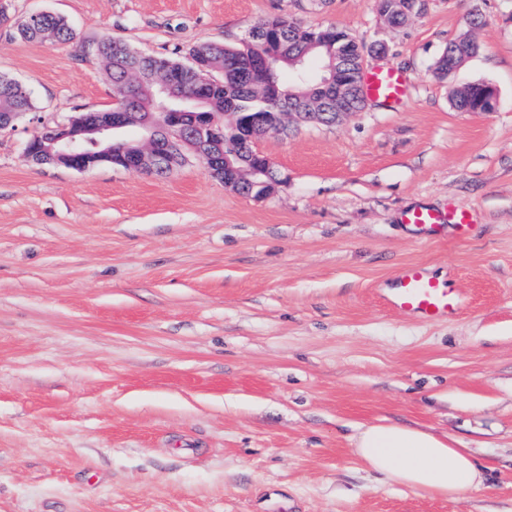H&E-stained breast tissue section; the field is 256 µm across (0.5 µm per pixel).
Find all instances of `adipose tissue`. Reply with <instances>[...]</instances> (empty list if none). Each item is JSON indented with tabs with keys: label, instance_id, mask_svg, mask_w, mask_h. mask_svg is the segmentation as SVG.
<instances>
[{
	"label": "adipose tissue",
	"instance_id": "adipose-tissue-1",
	"mask_svg": "<svg viewBox=\"0 0 512 512\" xmlns=\"http://www.w3.org/2000/svg\"><path fill=\"white\" fill-rule=\"evenodd\" d=\"M354 453L387 482L458 498L483 482L481 468L448 437L398 424L359 426L351 438Z\"/></svg>",
	"mask_w": 512,
	"mask_h": 512
}]
</instances>
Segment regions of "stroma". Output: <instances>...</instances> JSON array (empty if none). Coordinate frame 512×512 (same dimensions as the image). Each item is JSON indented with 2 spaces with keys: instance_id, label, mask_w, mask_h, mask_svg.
<instances>
[{
  "instance_id": "1",
  "label": "stroma",
  "mask_w": 512,
  "mask_h": 512,
  "mask_svg": "<svg viewBox=\"0 0 512 512\" xmlns=\"http://www.w3.org/2000/svg\"><path fill=\"white\" fill-rule=\"evenodd\" d=\"M67 42L9 38L31 111L0 133V512H512V0H9ZM288 14L365 44L404 99L261 140L279 184L240 195L197 160L162 176L36 165L45 126L110 108L107 36L189 63ZM475 53L433 73L448 41ZM489 112H461L471 83ZM462 205L473 225L408 210ZM445 272L462 309L427 322L380 292ZM394 423L482 466L450 499L372 474L349 438ZM404 219L407 224L417 227L436 228L442 224H453L461 232L470 228L473 222L471 210L458 205H449L445 211L413 209L406 213Z\"/></svg>"
}]
</instances>
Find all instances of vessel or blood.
Listing matches in <instances>:
<instances>
[{
	"label": "vessel or blood",
	"mask_w": 512,
	"mask_h": 512,
	"mask_svg": "<svg viewBox=\"0 0 512 512\" xmlns=\"http://www.w3.org/2000/svg\"><path fill=\"white\" fill-rule=\"evenodd\" d=\"M363 88L368 97L385 100L400 99L407 89V78L393 68L365 72ZM406 223L418 227L435 228L442 224L455 225L459 230L471 227L470 209L451 205L446 210L413 209L405 215ZM391 307L428 322L443 320L461 309L459 298L451 289L439 285L424 264L402 266L388 290Z\"/></svg>",
	"instance_id": "vessel-or-blood-1"
}]
</instances>
